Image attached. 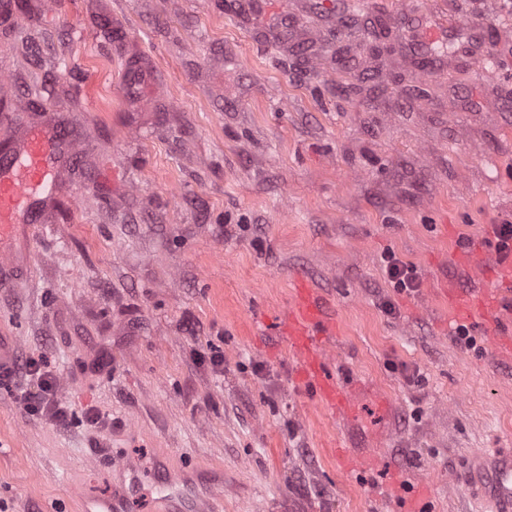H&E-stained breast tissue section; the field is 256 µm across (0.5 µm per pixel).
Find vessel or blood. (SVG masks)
<instances>
[{"label": "vessel or blood", "mask_w": 512, "mask_h": 512, "mask_svg": "<svg viewBox=\"0 0 512 512\" xmlns=\"http://www.w3.org/2000/svg\"><path fill=\"white\" fill-rule=\"evenodd\" d=\"M76 165L70 130L26 127L16 139L11 154L0 157V286L8 272L27 263L30 239L51 195L70 192L69 172ZM468 267L481 280L477 290L459 294L455 306L479 313L491 328L493 351L512 357V297L504 295L496 275L512 278V245L503 251L477 245L471 248ZM296 357L297 379L310 390L316 403L331 411L347 412L349 400L330 371V342L337 321L326 309L321 295L305 282H298L286 312L275 319ZM113 468L128 477L127 483L108 495L90 490L78 492L72 512H124L130 498L138 496L143 483L140 470L117 460ZM470 494L490 499L494 512H512V455L479 454L470 461L465 475ZM159 496L151 502L153 512H195L190 499L177 488L170 475L157 479Z\"/></svg>", "instance_id": "1"}]
</instances>
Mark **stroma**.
<instances>
[{
    "label": "stroma",
    "instance_id": "35a3bbf8",
    "mask_svg": "<svg viewBox=\"0 0 512 512\" xmlns=\"http://www.w3.org/2000/svg\"><path fill=\"white\" fill-rule=\"evenodd\" d=\"M345 2L270 0L262 24L243 0H8L0 111L65 119L79 162L73 197L0 288V336L17 361L54 363L71 412L49 424L0 387V512L109 493L119 476L94 463L107 452L199 485L222 476L203 512H380L393 478L387 512L420 491L425 512H492L461 476L512 448V359L447 291L473 284L459 255L512 223V40L495 36L512 0H419L458 13L427 76L419 19ZM380 19L377 56L365 38ZM489 45L502 77L475 64ZM389 252L416 292L387 280ZM301 280L337 320L344 418L259 322ZM212 348L223 372L195 357ZM345 451L375 463L345 470ZM384 269L388 280L401 292H415L419 282L415 269L409 266L394 253H387L384 258Z\"/></svg>",
    "mask_w": 512,
    "mask_h": 512
}]
</instances>
